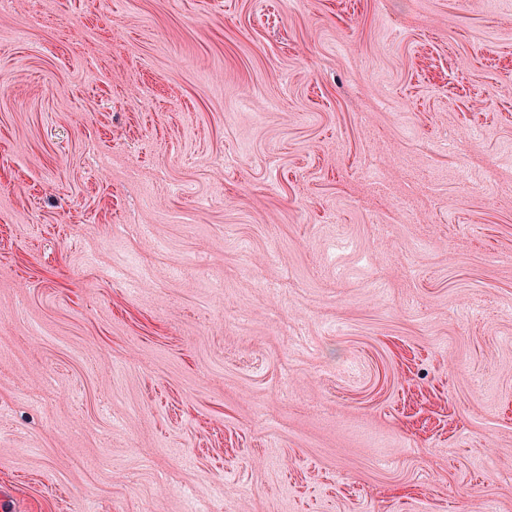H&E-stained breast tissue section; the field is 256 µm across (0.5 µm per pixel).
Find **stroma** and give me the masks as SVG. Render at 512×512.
<instances>
[{
    "label": "stroma",
    "mask_w": 512,
    "mask_h": 512,
    "mask_svg": "<svg viewBox=\"0 0 512 512\" xmlns=\"http://www.w3.org/2000/svg\"><path fill=\"white\" fill-rule=\"evenodd\" d=\"M512 512V0L0 12L6 512Z\"/></svg>",
    "instance_id": "obj_1"
}]
</instances>
